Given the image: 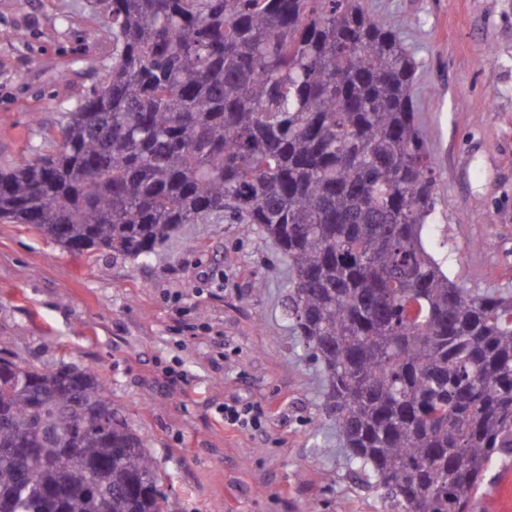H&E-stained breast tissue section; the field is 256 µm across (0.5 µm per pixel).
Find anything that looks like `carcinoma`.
Wrapping results in <instances>:
<instances>
[{
  "label": "carcinoma",
  "mask_w": 512,
  "mask_h": 512,
  "mask_svg": "<svg viewBox=\"0 0 512 512\" xmlns=\"http://www.w3.org/2000/svg\"><path fill=\"white\" fill-rule=\"evenodd\" d=\"M112 65L60 142L0 170V219L149 257L225 213L291 272L351 468L393 512H467L512 455V293L456 282L422 230L436 172L418 63L361 0H97ZM96 375L0 357V512H164ZM506 466H510L512 469V457H510V458L501 457L495 462L493 468L489 472L483 486L481 487V489L479 490L477 495H475L474 497H472L470 499V502H469L470 511H468V512H489L488 510H486L487 505L485 504V501H484V495H485L487 485H488V483L494 481L496 479L499 471L503 467H506Z\"/></svg>",
  "instance_id": "carcinoma-1"
}]
</instances>
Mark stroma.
Here are the masks:
<instances>
[{
	"instance_id": "35a3bbf8",
	"label": "stroma",
	"mask_w": 512,
	"mask_h": 512,
	"mask_svg": "<svg viewBox=\"0 0 512 512\" xmlns=\"http://www.w3.org/2000/svg\"><path fill=\"white\" fill-rule=\"evenodd\" d=\"M418 69L436 168L426 247L469 288L512 289V0H361ZM112 57L92 0H0V168L38 154ZM288 260L217 215L147 261L76 254L0 220V357L98 375L168 512H389L350 471L284 304ZM250 407L261 428L224 423Z\"/></svg>"
}]
</instances>
